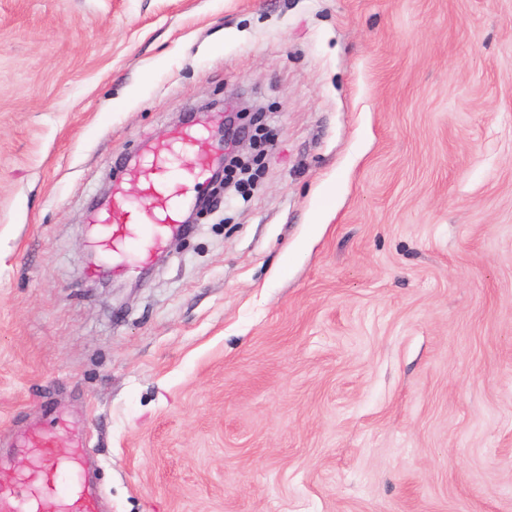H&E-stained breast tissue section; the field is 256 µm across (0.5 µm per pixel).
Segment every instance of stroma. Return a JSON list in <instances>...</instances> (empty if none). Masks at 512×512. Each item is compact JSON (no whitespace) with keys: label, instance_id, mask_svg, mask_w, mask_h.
Here are the masks:
<instances>
[{"label":"stroma","instance_id":"stroma-1","mask_svg":"<svg viewBox=\"0 0 512 512\" xmlns=\"http://www.w3.org/2000/svg\"><path fill=\"white\" fill-rule=\"evenodd\" d=\"M272 137L123 303L90 205L191 110ZM106 512H512V0H0V457ZM62 418L55 417L48 426L33 439L25 442L21 448H38V462L45 477V487L59 497L57 512H102L99 509L98 496L95 489L82 477L87 454L84 451L83 434L68 426L65 428ZM69 434L74 448L69 455H60L55 443L59 433ZM76 471L78 478L67 482L66 476Z\"/></svg>","mask_w":512,"mask_h":512}]
</instances>
